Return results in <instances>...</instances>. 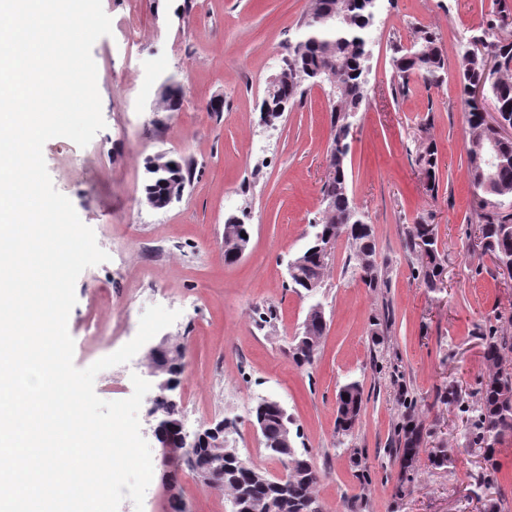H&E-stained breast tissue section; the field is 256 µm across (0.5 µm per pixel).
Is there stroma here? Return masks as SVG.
<instances>
[{"label": "stroma", "instance_id": "1", "mask_svg": "<svg viewBox=\"0 0 512 512\" xmlns=\"http://www.w3.org/2000/svg\"><path fill=\"white\" fill-rule=\"evenodd\" d=\"M493 0H377L371 28L369 102L359 114L346 160L350 195L374 228L376 259L390 285L369 288L346 272V239L329 261L320 299L327 332L312 365L297 367L291 336L309 301L288 285L287 262L301 252L319 210L327 160L329 108L323 89H308L275 127L263 125L260 102L279 70L311 0H102L111 35L92 47L105 127L86 147L63 137L43 148L55 188L95 233L107 262L85 269L68 319L74 364L84 368L131 341L145 308L178 311L164 333L187 346L174 392L180 419L193 433L224 418L236 421L238 450L258 447L250 425L260 397L280 400L295 419L319 475L325 512H487L501 502L512 512V439L497 455L502 479L478 489L483 451L463 436L454 406L437 401L452 389L475 393L486 368L474 325L491 314L512 316V279L484 255L472 230L468 129L456 82L458 53L471 35L494 42L512 25L486 31ZM436 31L447 62L441 87L410 83L392 94V58L411 43L413 27ZM183 85L179 111L157 109L161 87ZM220 100V111L209 104ZM434 139L438 190L428 193L409 148ZM189 158L193 172L179 201L164 209L143 202L146 162L158 153ZM431 216L444 257L445 287L414 280L405 239L420 216ZM239 217L251 228L248 251L224 260V224ZM274 310L270 327L259 313ZM386 319L379 338L373 321ZM148 378L144 353L100 372L98 397L124 400L132 375ZM359 382L363 407L354 430L336 432V395ZM418 401L429 446L455 460H420L410 493L396 498L399 466L390 450L403 407ZM143 399L141 434L151 448L153 479L142 508L123 500L118 512H231L226 495L164 464Z\"/></svg>", "mask_w": 512, "mask_h": 512}]
</instances>
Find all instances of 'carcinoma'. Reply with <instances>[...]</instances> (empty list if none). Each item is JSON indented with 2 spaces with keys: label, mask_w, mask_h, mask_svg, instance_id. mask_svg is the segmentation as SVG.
<instances>
[{
  "label": "carcinoma",
  "mask_w": 512,
  "mask_h": 512,
  "mask_svg": "<svg viewBox=\"0 0 512 512\" xmlns=\"http://www.w3.org/2000/svg\"><path fill=\"white\" fill-rule=\"evenodd\" d=\"M370 6L358 0H314V7L307 14L302 27L304 39L288 47L283 58L281 86L264 96V101L274 112L285 113L303 96L304 82L314 86L324 83L336 88L330 108V136L336 141L345 132L344 115L359 112L368 102V90L363 81L365 62L369 55L370 30L366 27L365 16ZM512 9L506 0H499L498 7L491 11L486 22L487 30H494L507 24ZM474 40L486 43V49L497 65L486 66L485 59L464 50L458 62V84L460 97L468 126L467 157L477 225L481 228L480 245L482 253L492 257L496 267L512 266V140L495 143L490 147L493 132L482 122V103L471 96V89L483 84L488 97L497 105L504 121L512 123V41L488 43L485 35H474ZM412 50H399L394 57V84L402 92L410 90V80L421 79L427 86H438L445 79V59L439 46V37L429 27L420 26L412 31ZM183 93L181 88L167 85L162 89L159 112H176L180 109ZM330 164L336 166V184L331 188L335 197L333 209L328 211L320 205L319 217L314 220L319 232L325 236H344L350 242L353 253L350 259L352 273L357 275L367 270L362 282L368 288H385L388 278L376 262V249L372 225L361 216L349 194L346 156L341 151L328 155ZM170 166L147 172L144 195L157 196L171 191L191 178L190 160L183 156L167 158ZM415 164L429 176L427 191L437 190L439 167L438 149L429 140L416 151ZM427 220L420 218L414 224L405 242L410 254L420 258L413 268L414 279L426 288L440 287L444 272L443 260L438 250L435 227L425 228ZM329 257L314 253L306 257V266L290 287L315 299L323 288V272ZM477 335L483 342V357L486 375L475 393V399L468 401L451 390L440 400L456 405L466 424V438L472 443L489 449L487 466L479 483H497L500 471L496 459L497 448L512 438V370L502 366L504 356L512 353V317L504 319L499 312L486 318L477 328ZM337 399L346 408L347 421L336 422V433L348 435L352 432L362 407V390L359 382L350 381L339 389ZM405 415L397 426L395 434V459L400 467L395 495L408 491L413 481L412 472L420 455L427 454L435 467L453 463L446 448L427 447V434L415 418L416 402L403 400ZM161 417L170 421L179 419V408L172 398L156 403ZM263 439L269 448L279 443L281 436L280 416L269 410L265 413ZM243 466L213 482L224 491L249 490L250 499L269 501L282 496L288 498V507L305 502L317 503L314 488L318 475L309 456L288 457L293 465L288 482L279 489H271L250 476L255 465L242 460Z\"/></svg>",
  "instance_id": "obj_1"
}]
</instances>
